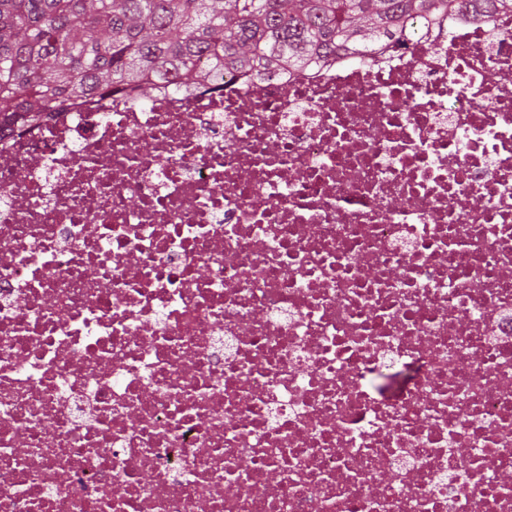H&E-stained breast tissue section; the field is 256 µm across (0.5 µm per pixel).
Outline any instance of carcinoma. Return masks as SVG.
<instances>
[{"instance_id":"1","label":"carcinoma","mask_w":512,"mask_h":512,"mask_svg":"<svg viewBox=\"0 0 512 512\" xmlns=\"http://www.w3.org/2000/svg\"><path fill=\"white\" fill-rule=\"evenodd\" d=\"M512 12V0H0V139L89 96L161 81L212 89L226 75L312 69L361 58L458 11ZM409 368L378 373L396 391Z\"/></svg>"}]
</instances>
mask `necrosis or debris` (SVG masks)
Instances as JSON below:
<instances>
[{
  "mask_svg": "<svg viewBox=\"0 0 512 512\" xmlns=\"http://www.w3.org/2000/svg\"><path fill=\"white\" fill-rule=\"evenodd\" d=\"M0 512H512V13L7 135ZM410 378L411 370L405 367L392 372H380L373 377L370 384L376 392L384 394L401 389L409 382Z\"/></svg>",
  "mask_w": 512,
  "mask_h": 512,
  "instance_id": "1",
  "label": "necrosis or debris"
}]
</instances>
